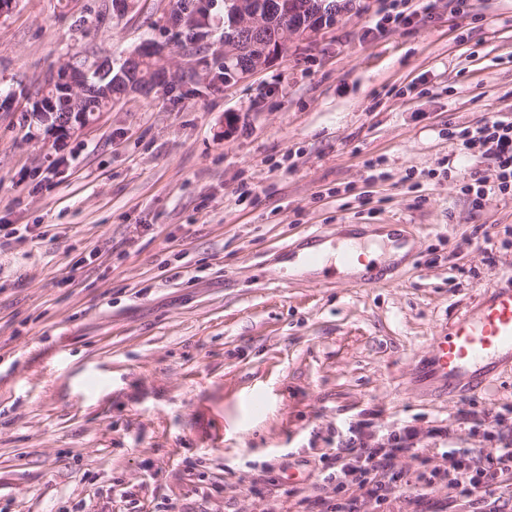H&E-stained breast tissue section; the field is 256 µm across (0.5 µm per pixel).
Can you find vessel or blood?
Instances as JSON below:
<instances>
[{"instance_id": "vessel-or-blood-1", "label": "vessel or blood", "mask_w": 512, "mask_h": 512, "mask_svg": "<svg viewBox=\"0 0 512 512\" xmlns=\"http://www.w3.org/2000/svg\"><path fill=\"white\" fill-rule=\"evenodd\" d=\"M512 355V279L487 291L475 311L461 315L448 335L434 337L429 375L452 389L460 379L484 381Z\"/></svg>"}]
</instances>
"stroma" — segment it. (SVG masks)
<instances>
[{
	"mask_svg": "<svg viewBox=\"0 0 512 512\" xmlns=\"http://www.w3.org/2000/svg\"><path fill=\"white\" fill-rule=\"evenodd\" d=\"M247 80L184 78L171 0H16L0 17V512H325L314 463L360 427L416 432L379 512H512L411 482L436 448L512 443V362L455 395L433 337L512 277V192L449 129L512 120V0H438L380 25L383 0ZM175 75L59 138L28 112L74 58L144 41ZM413 249L365 285L294 276L312 232Z\"/></svg>",
	"mask_w": 512,
	"mask_h": 512,
	"instance_id": "obj_1",
	"label": "stroma"
}]
</instances>
